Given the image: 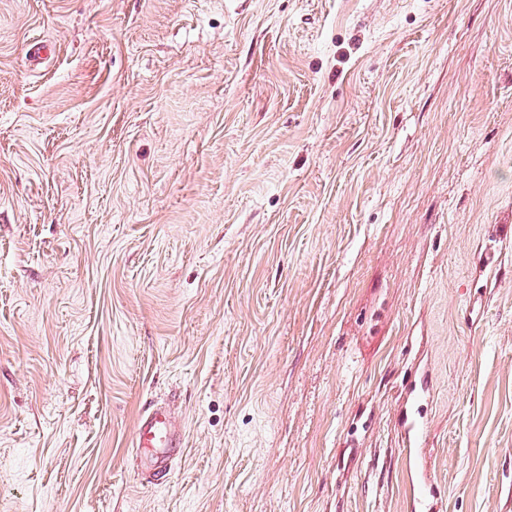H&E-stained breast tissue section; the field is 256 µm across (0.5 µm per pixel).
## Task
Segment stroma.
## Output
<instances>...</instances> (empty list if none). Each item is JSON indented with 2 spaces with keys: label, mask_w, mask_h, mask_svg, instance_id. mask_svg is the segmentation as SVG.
Masks as SVG:
<instances>
[{
  "label": "stroma",
  "mask_w": 512,
  "mask_h": 512,
  "mask_svg": "<svg viewBox=\"0 0 512 512\" xmlns=\"http://www.w3.org/2000/svg\"><path fill=\"white\" fill-rule=\"evenodd\" d=\"M427 480L512 512V0H0V512ZM134 447L144 448L143 473L156 486L167 483L176 448H182V435L164 407L145 410L139 417L134 434Z\"/></svg>",
  "instance_id": "1"
}]
</instances>
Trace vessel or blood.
<instances>
[{"instance_id": "obj_1", "label": "vessel or blood", "mask_w": 512, "mask_h": 512, "mask_svg": "<svg viewBox=\"0 0 512 512\" xmlns=\"http://www.w3.org/2000/svg\"><path fill=\"white\" fill-rule=\"evenodd\" d=\"M135 447L141 448L147 479L154 485H165L169 479L182 435L164 407L145 410L139 417L134 434Z\"/></svg>"}]
</instances>
